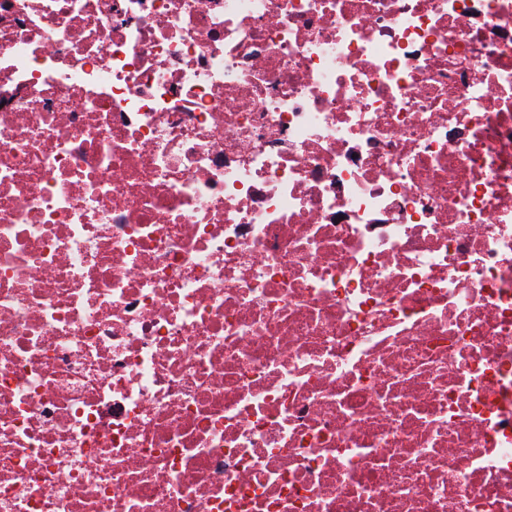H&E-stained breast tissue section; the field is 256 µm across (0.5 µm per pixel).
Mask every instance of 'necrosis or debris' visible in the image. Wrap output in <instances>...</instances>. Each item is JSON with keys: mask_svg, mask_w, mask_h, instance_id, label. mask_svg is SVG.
<instances>
[{"mask_svg": "<svg viewBox=\"0 0 512 512\" xmlns=\"http://www.w3.org/2000/svg\"><path fill=\"white\" fill-rule=\"evenodd\" d=\"M0 512H512V0H0Z\"/></svg>", "mask_w": 512, "mask_h": 512, "instance_id": "1", "label": "necrosis or debris"}]
</instances>
